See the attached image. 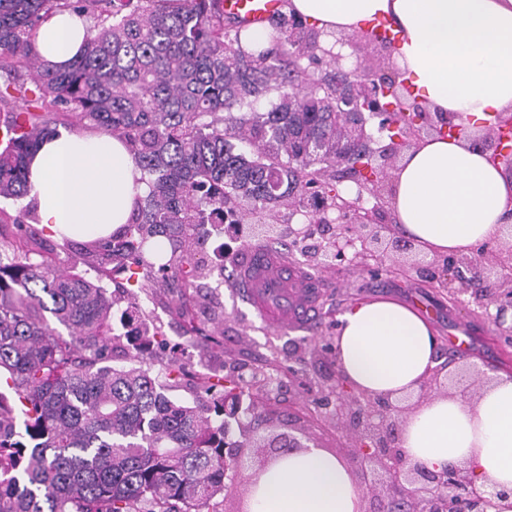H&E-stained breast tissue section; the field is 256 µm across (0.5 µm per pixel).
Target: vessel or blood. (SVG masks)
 <instances>
[{
    "instance_id": "vessel-or-blood-1",
    "label": "vessel or blood",
    "mask_w": 512,
    "mask_h": 512,
    "mask_svg": "<svg viewBox=\"0 0 512 512\" xmlns=\"http://www.w3.org/2000/svg\"><path fill=\"white\" fill-rule=\"evenodd\" d=\"M281 0H224L225 12L260 23L274 14ZM243 265L247 271L241 297L273 328L307 327L312 322L317 292L286 262L272 259L266 250L248 246Z\"/></svg>"
}]
</instances>
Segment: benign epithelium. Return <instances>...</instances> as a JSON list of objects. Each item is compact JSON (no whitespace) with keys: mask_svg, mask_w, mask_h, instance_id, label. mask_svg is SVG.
I'll use <instances>...</instances> for the list:
<instances>
[{"mask_svg":"<svg viewBox=\"0 0 512 512\" xmlns=\"http://www.w3.org/2000/svg\"><path fill=\"white\" fill-rule=\"evenodd\" d=\"M372 63L369 58L354 55L351 63V80L345 101L356 108L366 90L367 76ZM409 146V138L381 148L370 159L369 166L382 174V179L359 188L358 200L353 213L345 214L338 206L325 207L317 213V224H330L315 260L325 268L344 262L355 266L367 260H380L390 253L401 256L393 268L396 274L415 271L448 284V289L458 293H471L476 304L484 309L496 307L490 315L492 322L501 327L506 314L512 311V227L507 228L503 241L482 263L470 255H428L415 251L412 243L396 237L390 225H382L376 211L388 203L390 175L401 149ZM369 194L375 204L366 208L364 194ZM336 217H330L331 213ZM315 224V225H317ZM313 224H304L295 229L288 227L292 241L309 238L315 229ZM234 381L232 393L224 395V414L227 429L224 437L225 493L234 491L244 471L261 467L273 457L304 447L293 436L277 434L262 436L263 452L257 456L251 441L258 437L260 424L270 420L269 411L262 395L278 391L286 383H298L315 403L322 399H333V409L323 417L336 424V431L343 434L337 453L360 478L366 489L364 498L382 495L392 503L397 512H490L497 507L496 501L507 499L512 494L492 489L480 490L469 472L456 465L440 471L422 464H411L399 447L402 423L409 407L387 400L359 395L348 388L334 369L327 376L299 377L293 365L288 369H274L269 374L229 373ZM315 419L322 417L311 412Z\"/></svg>","mask_w":512,"mask_h":512,"instance_id":"1","label":"benign epithelium"}]
</instances>
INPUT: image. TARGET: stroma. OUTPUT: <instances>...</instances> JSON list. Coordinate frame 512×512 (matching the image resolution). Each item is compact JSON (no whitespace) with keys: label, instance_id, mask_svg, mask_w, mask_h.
Wrapping results in <instances>:
<instances>
[{"label":"stroma","instance_id":"obj_1","mask_svg":"<svg viewBox=\"0 0 512 512\" xmlns=\"http://www.w3.org/2000/svg\"><path fill=\"white\" fill-rule=\"evenodd\" d=\"M301 214L281 212L277 218L276 240L268 243L270 252L316 276L321 285L316 303V318L306 329L281 332L269 329L253 309L237 296L238 264L243 249L234 231L211 234L199 248L207 277L196 281L194 287H185L181 278L167 275L151 283H144L141 273L132 274L127 287L134 294L137 323L157 328L164 342L159 362L175 360L185 374L170 397L190 403L199 395L197 379L201 374L217 371L230 373L238 364L270 371L273 365H287L288 356L297 344L317 339L328 342L336 335L339 316L355 301L365 298L392 296L417 310L428 313L438 337V358L454 363L456 369L492 372L504 349L512 342L501 337L494 326L480 312L465 313L450 300L444 283L433 281L416 273L396 276L390 273V259L366 267L348 265L321 268L315 266L309 252L293 246L287 237L289 225L303 224ZM223 246V258H216L213 250ZM40 249L54 258L57 266L94 278L85 257L83 242L65 243L55 237L40 242ZM192 318L199 333H185V318ZM274 416L264 431L268 434L287 432L289 423H302L305 431L316 437L321 448L336 449V430L327 423L304 421L303 414L312 410L308 395L282 390L267 402Z\"/></svg>","mask_w":512,"mask_h":512}]
</instances>
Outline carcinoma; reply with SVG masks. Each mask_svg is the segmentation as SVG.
Here are the masks:
<instances>
[{"mask_svg":"<svg viewBox=\"0 0 512 512\" xmlns=\"http://www.w3.org/2000/svg\"><path fill=\"white\" fill-rule=\"evenodd\" d=\"M62 11L85 25V49L64 70L33 50L39 23ZM270 49L247 51L244 22L222 0H0V198L31 191L28 159L74 111L86 129L123 138L143 173L122 234L90 242L108 279L129 262L174 269L194 284L199 226L228 216L256 224L277 207H316L336 192V168L372 152L363 118L340 108L349 67L322 51L321 34L272 18ZM380 127L405 133L412 97L397 74ZM28 98L32 108L16 111ZM267 102L260 111L256 104ZM13 252L0 245V512H220L224 499V377L199 379L203 395L175 401L180 367L152 373L149 331L121 315L140 367L109 362L115 301L100 282L63 273L48 258L14 253L35 238L15 218ZM64 331H59L58 327Z\"/></svg>","mask_w":512,"mask_h":512,"instance_id":"1","label":"carcinoma"}]
</instances>
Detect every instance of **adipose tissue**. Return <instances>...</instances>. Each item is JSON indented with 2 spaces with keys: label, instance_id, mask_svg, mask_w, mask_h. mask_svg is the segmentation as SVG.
<instances>
[{
  "label": "adipose tissue",
  "instance_id": "obj_1",
  "mask_svg": "<svg viewBox=\"0 0 512 512\" xmlns=\"http://www.w3.org/2000/svg\"><path fill=\"white\" fill-rule=\"evenodd\" d=\"M288 14L327 33L356 35L392 22V60L428 111L458 115L466 139L432 135L405 151L391 174L389 207L414 246L456 255L512 224V177L471 140L512 115V0H288ZM84 24L59 12L38 28L34 48L62 68L82 44ZM124 144L106 133L60 132L32 155L30 199L55 238L91 242L120 232L146 184ZM340 370L357 392L416 395L436 365L431 323L389 298L353 304L336 333ZM400 445L440 470L464 465L478 484L512 488V378L494 374L477 397L435 395L410 412ZM362 492L336 455L311 447L256 470L246 512H360Z\"/></svg>",
  "mask_w": 512,
  "mask_h": 512
}]
</instances>
